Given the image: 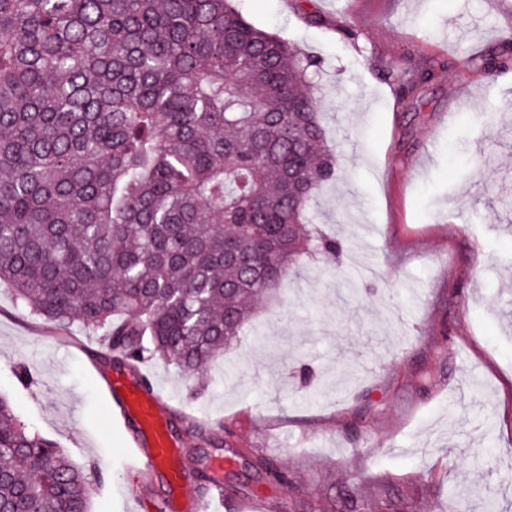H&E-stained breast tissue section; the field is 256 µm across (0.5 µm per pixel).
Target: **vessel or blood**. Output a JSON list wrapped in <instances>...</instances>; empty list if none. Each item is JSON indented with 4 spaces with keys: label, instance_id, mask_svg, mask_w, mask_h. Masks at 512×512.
Listing matches in <instances>:
<instances>
[{
    "label": "vessel or blood",
    "instance_id": "obj_1",
    "mask_svg": "<svg viewBox=\"0 0 512 512\" xmlns=\"http://www.w3.org/2000/svg\"><path fill=\"white\" fill-rule=\"evenodd\" d=\"M107 391L118 418L134 429L128 451L129 470L141 475L166 474L180 491L171 512H213L214 502L224 499V488L216 486L205 496L185 492V461L171 434L167 404L162 395L147 390L137 380L127 384L118 379L109 380Z\"/></svg>",
    "mask_w": 512,
    "mask_h": 512
}]
</instances>
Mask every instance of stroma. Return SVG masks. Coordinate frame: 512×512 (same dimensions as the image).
Segmentation results:
<instances>
[{
	"label": "stroma",
	"instance_id": "35a3bbf8",
	"mask_svg": "<svg viewBox=\"0 0 512 512\" xmlns=\"http://www.w3.org/2000/svg\"><path fill=\"white\" fill-rule=\"evenodd\" d=\"M245 19L320 61L312 92L340 171L308 209L342 243L255 314L190 397L141 365L184 441L199 493L216 457L220 512H484L512 506V0H239ZM434 77L407 97L389 71ZM100 332L60 328L0 285V395L89 468L92 512H128L124 448ZM34 378L19 383L16 368ZM230 433L215 441L216 425ZM287 471L279 479L278 471Z\"/></svg>",
	"mask_w": 512,
	"mask_h": 512
}]
</instances>
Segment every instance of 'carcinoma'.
I'll return each instance as SVG.
<instances>
[{
	"label": "carcinoma",
	"instance_id": "cac0c4a2",
	"mask_svg": "<svg viewBox=\"0 0 512 512\" xmlns=\"http://www.w3.org/2000/svg\"><path fill=\"white\" fill-rule=\"evenodd\" d=\"M318 70L235 0H0V284L196 390L303 257L340 249L305 228L337 176ZM0 509L91 512L86 471L1 396Z\"/></svg>",
	"mask_w": 512,
	"mask_h": 512
}]
</instances>
